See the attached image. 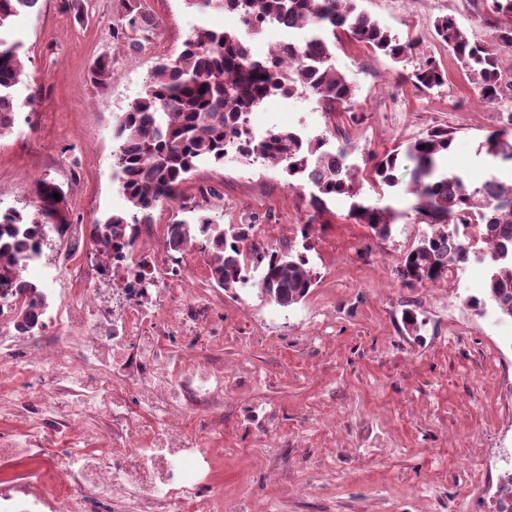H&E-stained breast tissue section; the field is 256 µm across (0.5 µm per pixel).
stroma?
Returning <instances> with one entry per match:
<instances>
[{
	"label": "stroma",
	"mask_w": 512,
	"mask_h": 512,
	"mask_svg": "<svg viewBox=\"0 0 512 512\" xmlns=\"http://www.w3.org/2000/svg\"><path fill=\"white\" fill-rule=\"evenodd\" d=\"M126 1L37 0L0 30L19 43L24 72L14 123L0 134V213L34 212L42 178L63 187L68 223L91 225L124 210L114 167L117 116L196 25L246 31L239 19L199 13L184 0H134L152 31L119 40ZM357 5L394 33L420 35L419 56L396 63L345 42L335 66L356 86L353 113L326 115L311 94L275 96L249 114L250 127L299 130L329 149L348 142L349 161L361 170L370 155L448 126L455 131L448 166L468 184L492 172L512 179V164L481 148L512 112V99L480 104L431 34L435 18L450 14L473 40L491 43L472 0ZM423 55L447 72L440 90L423 93L399 77ZM100 57L113 73L103 87L90 72ZM307 201L282 167L228 157L200 165L180 199L154 210L132 248L133 257L150 255L167 226L191 219L196 204L221 225L258 219L265 247L310 246L317 280L303 302L286 308L254 284L216 286L196 250L178 257L188 302L209 315L208 344L195 356L224 374L223 397L209 401L189 429L224 450L214 474L225 504L247 500L252 512H480L484 463L512 458V377L493 375L486 354L493 343L512 350V322L484 325L481 309L468 304L483 286L481 272L468 271L458 295L444 280L402 285V257L429 231L404 187L384 197L395 211L385 241L349 219L345 195L329 198L323 223L302 236ZM411 309L424 322L417 335L402 323Z\"/></svg>",
	"instance_id": "obj_1"
}]
</instances>
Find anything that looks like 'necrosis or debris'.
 <instances>
[{
    "mask_svg": "<svg viewBox=\"0 0 512 512\" xmlns=\"http://www.w3.org/2000/svg\"><path fill=\"white\" fill-rule=\"evenodd\" d=\"M67 235L69 250L51 274L60 287L51 352L0 332V374L22 385L11 412L24 418L0 434V512H224L212 484L214 451L183 428L202 400L224 391L223 373L183 365L186 349L203 342L206 320L175 311L183 290L165 253L153 255L161 278L142 299L113 279L110 246L80 224ZM88 250L98 258L91 286L72 292L68 283L83 274L77 257ZM108 279L115 306L98 289ZM171 334L186 347L165 348ZM129 384L154 420L131 406Z\"/></svg>",
    "mask_w": 512,
    "mask_h": 512,
    "instance_id": "1",
    "label": "necrosis or debris"
}]
</instances>
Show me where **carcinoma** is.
Wrapping results in <instances>:
<instances>
[{"label": "carcinoma", "instance_id": "obj_1", "mask_svg": "<svg viewBox=\"0 0 512 512\" xmlns=\"http://www.w3.org/2000/svg\"><path fill=\"white\" fill-rule=\"evenodd\" d=\"M36 2L0 0V28ZM187 4L203 13H236L254 30L277 20L305 37L301 42L286 41L271 56H258L239 34L199 26L176 54L156 66L144 93L116 117L114 137L120 144L115 166L127 210L91 227L94 241L112 244L115 275L128 270L127 252L140 225L152 223L153 210L178 199L188 175L200 164L224 162L230 143L238 157L284 165L290 187H311L308 207L313 214L301 227L302 237L308 238L310 226L326 212V198L359 196L355 167L344 164L346 147L326 151L323 141L292 129L274 128L257 138L247 129L245 115L272 96L302 92L316 95L328 116L340 108L350 112L356 87L331 63L337 46L354 41L400 62L415 54L421 43L418 36L402 39L392 34L359 10L356 0H187ZM488 9L497 15L487 21L493 27L491 44L472 40L450 15L435 19L433 36L448 48L478 101L490 106L512 95V77L502 73L498 60L499 51L512 49V0H491ZM19 48L17 42L0 39V133L13 123L14 88L23 73ZM91 74L96 83H108L109 62L97 59ZM400 77L430 92L440 88L447 75L436 60L426 58ZM453 141L454 131L433 127L372 158L368 177L381 189L399 186L403 161L412 163L408 191L416 198V211L431 227V233L405 252L398 276L404 285L414 286L443 279L448 267L466 264L477 244L460 229L472 225L476 240L497 241V248L480 251L490 271L486 290L500 315L512 320V183L492 175L470 186L461 174L448 171L442 159ZM481 148L512 162L511 112L501 128L486 135ZM55 192L60 199H54ZM36 193L41 205L33 214L16 209L0 214V294L6 295L4 306L22 335L41 328L35 310L46 306V295L37 284L20 277L21 266L40 256L47 226H54L59 234L67 230L59 209L65 199L62 186L40 180ZM348 217L367 225L380 240L392 234L394 213L379 198L353 202ZM166 245L170 252L199 250L207 256L210 279L225 289L246 285L250 269L263 267L261 292L281 307L300 303L314 285L308 246L299 250L290 244L281 252L270 251L257 239L254 224L224 228L203 209L193 223L168 225Z\"/></svg>", "mask_w": 512, "mask_h": 512}]
</instances>
